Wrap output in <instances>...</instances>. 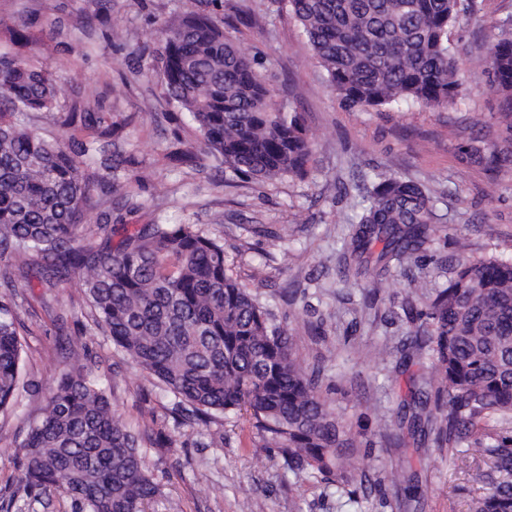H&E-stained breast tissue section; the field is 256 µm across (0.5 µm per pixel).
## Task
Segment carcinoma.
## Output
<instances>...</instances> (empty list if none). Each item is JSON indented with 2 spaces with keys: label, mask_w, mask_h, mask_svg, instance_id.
Listing matches in <instances>:
<instances>
[{
  "label": "carcinoma",
  "mask_w": 512,
  "mask_h": 512,
  "mask_svg": "<svg viewBox=\"0 0 512 512\" xmlns=\"http://www.w3.org/2000/svg\"><path fill=\"white\" fill-rule=\"evenodd\" d=\"M275 2L286 3L346 104L440 109L463 96L448 42L459 0ZM489 60L492 88L512 117V17L499 25ZM257 65L198 12L161 26L151 70L226 169L302 176L314 144L301 115L275 104ZM60 109L47 70L0 52V287L11 290L0 295V411L19 404L24 368L14 272L49 291L79 275L95 328L164 385L173 413L207 424L245 411L264 447H275L296 476L352 482L359 443L322 393L323 368L301 362L294 336L228 272L219 239L197 224H143L112 246V213L87 224L97 187L120 193L126 208L138 204L112 178L121 161L108 149L104 113H63L57 137L17 121ZM357 189L343 273L374 295L393 267L424 250L436 199L379 173ZM454 272L425 300L417 316L426 329L409 340L412 353L430 352L436 387L416 390L398 424L452 461L491 463L497 481L472 498V512H512V428L497 425L512 417V263L460 256ZM145 440L158 443L127 427L106 387L75 360L29 425L19 484L60 492L76 512H145L157 491L139 451Z\"/></svg>",
  "instance_id": "1"
}]
</instances>
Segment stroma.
<instances>
[{
  "label": "stroma",
  "mask_w": 512,
  "mask_h": 512,
  "mask_svg": "<svg viewBox=\"0 0 512 512\" xmlns=\"http://www.w3.org/2000/svg\"><path fill=\"white\" fill-rule=\"evenodd\" d=\"M460 5L448 30L466 88L457 104L363 111L336 98L300 25L277 0H222L214 13L226 35L258 58L276 101L301 113L315 143L307 175L261 181L235 177L204 153L190 120H169L176 106L159 77L147 75L158 25L199 10L200 0H112L108 29L98 0H0V50L49 70L66 54L68 67L55 75L61 104L110 113L111 150L124 160L117 176L141 204L126 224H196L222 238L231 274L288 327L299 358L324 362L322 391L361 450L371 451L367 480L382 479L386 488L366 493L356 483L339 488L283 473L276 451L259 450L247 415L207 427L175 421L161 383L88 329L89 308L75 279L57 296L37 285L25 291L20 316L31 387L17 412L0 414V504L9 512H74L60 493L15 492L28 423L73 357L110 389L124 423L162 435L160 447L144 450L158 487L146 512H469L472 495L491 487L493 473L460 467L397 425L399 408L431 371L428 353L401 359L423 306L413 282L422 283L423 296L447 287L449 258L462 250L512 262V117L489 87L487 61L512 0ZM25 19L31 25L23 30ZM177 148L195 153L193 166L167 161ZM377 173L420 184L436 197L438 217L425 251L394 268L372 297L339 268L353 234L355 185ZM47 304L63 323L51 322ZM377 350L387 351L386 362L375 360ZM395 433L396 448L387 442ZM399 464L419 480L410 509L397 494L392 470Z\"/></svg>",
  "instance_id": "obj_1"
}]
</instances>
